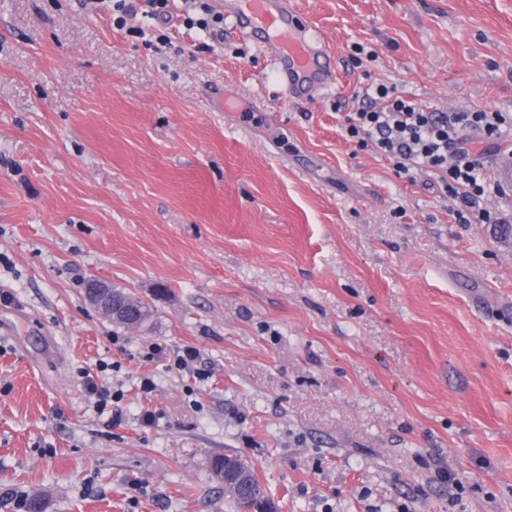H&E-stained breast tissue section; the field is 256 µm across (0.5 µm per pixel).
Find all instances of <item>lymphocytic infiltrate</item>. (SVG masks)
I'll use <instances>...</instances> for the list:
<instances>
[{"instance_id":"1","label":"lymphocytic infiltrate","mask_w":512,"mask_h":512,"mask_svg":"<svg viewBox=\"0 0 512 512\" xmlns=\"http://www.w3.org/2000/svg\"><path fill=\"white\" fill-rule=\"evenodd\" d=\"M106 9L113 28L125 30L130 16L167 17L170 0H94ZM505 118L498 112H436L394 87L376 85L363 104L347 113L345 131L357 147L385 157L400 175L427 173L440 191L457 203L456 218L464 224H497L501 218L484 202L502 187L492 180L482 153L472 147L480 133L496 153L512 152L503 139Z\"/></svg>"}]
</instances>
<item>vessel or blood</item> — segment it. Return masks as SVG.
<instances>
[{
	"label": "vessel or blood",
	"mask_w": 512,
	"mask_h": 512,
	"mask_svg": "<svg viewBox=\"0 0 512 512\" xmlns=\"http://www.w3.org/2000/svg\"><path fill=\"white\" fill-rule=\"evenodd\" d=\"M223 8L233 30L270 59L287 97L307 101L333 90L337 76L324 36L300 22L294 0H224Z\"/></svg>",
	"instance_id": "1"
}]
</instances>
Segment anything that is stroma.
<instances>
[{
	"label": "stroma",
	"instance_id": "35a3bbf8",
	"mask_svg": "<svg viewBox=\"0 0 512 512\" xmlns=\"http://www.w3.org/2000/svg\"><path fill=\"white\" fill-rule=\"evenodd\" d=\"M297 7L337 70L311 101L231 27L187 29L184 0L141 38L80 0H0V512H239L217 455L275 512H512V244L344 130L376 83L512 123V7ZM91 278L150 325L100 316ZM103 361L116 427L78 377ZM112 294L121 298L125 305L126 314L121 317L109 318L112 323L125 328H141L146 326L153 317V310L149 303L135 297L123 289L112 288ZM162 354L166 355V359L169 362L168 366L172 370L179 372L192 371L195 377L200 381H204L209 376L208 373L196 366L199 358V351L193 346H184L182 349L175 352L173 356H170L169 354H166L165 348L161 345L151 344L148 346V352L145 354V357L154 358L155 356Z\"/></svg>",
	"mask_w": 512,
	"mask_h": 512
}]
</instances>
